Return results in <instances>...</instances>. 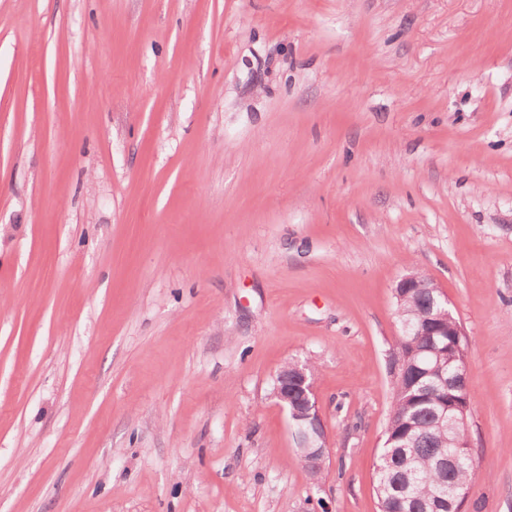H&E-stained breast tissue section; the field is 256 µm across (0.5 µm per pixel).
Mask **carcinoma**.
Wrapping results in <instances>:
<instances>
[{
	"label": "carcinoma",
	"instance_id": "cac0c4a2",
	"mask_svg": "<svg viewBox=\"0 0 512 512\" xmlns=\"http://www.w3.org/2000/svg\"><path fill=\"white\" fill-rule=\"evenodd\" d=\"M438 293L410 288L395 298L398 323L418 324L436 314ZM459 322L440 321L437 336L396 340L393 349L409 357L405 373L391 380V405L383 448L375 466L379 512H448L450 486L467 487L473 471L462 460L443 466L445 458L468 451V429L438 423L448 407V391L438 386L436 366L455 364L453 348Z\"/></svg>",
	"mask_w": 512,
	"mask_h": 512
}]
</instances>
